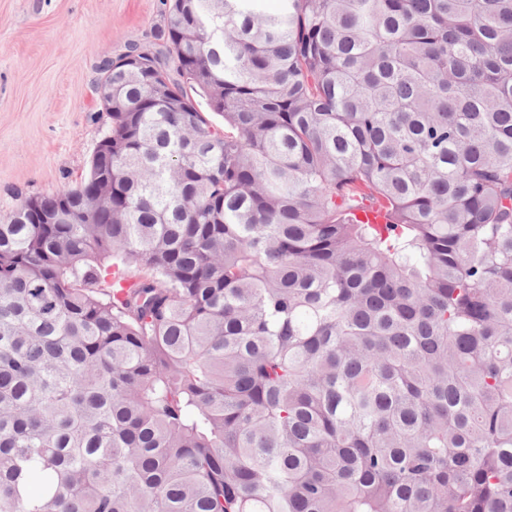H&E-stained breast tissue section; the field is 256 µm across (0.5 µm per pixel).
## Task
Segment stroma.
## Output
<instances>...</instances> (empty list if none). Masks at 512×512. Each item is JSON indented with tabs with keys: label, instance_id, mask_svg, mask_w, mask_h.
Masks as SVG:
<instances>
[{
	"label": "stroma",
	"instance_id": "35a3bbf8",
	"mask_svg": "<svg viewBox=\"0 0 512 512\" xmlns=\"http://www.w3.org/2000/svg\"><path fill=\"white\" fill-rule=\"evenodd\" d=\"M162 23V0H0V217L85 176L99 65Z\"/></svg>",
	"mask_w": 512,
	"mask_h": 512
}]
</instances>
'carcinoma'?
<instances>
[{
	"label": "carcinoma",
	"instance_id": "obj_1",
	"mask_svg": "<svg viewBox=\"0 0 512 512\" xmlns=\"http://www.w3.org/2000/svg\"><path fill=\"white\" fill-rule=\"evenodd\" d=\"M263 2L0 218V512H512V0Z\"/></svg>",
	"mask_w": 512,
	"mask_h": 512
}]
</instances>
